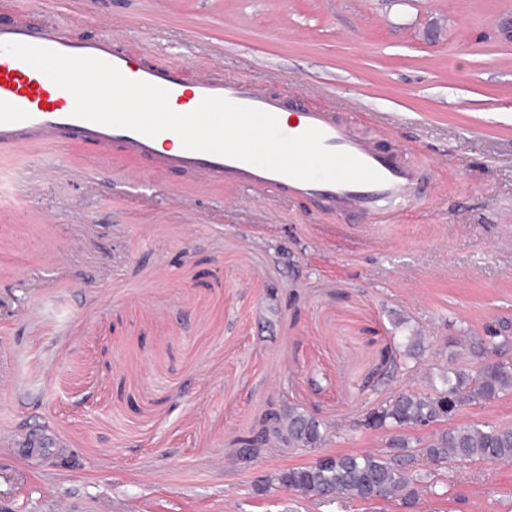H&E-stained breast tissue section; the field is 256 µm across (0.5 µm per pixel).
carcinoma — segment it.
Segmentation results:
<instances>
[{"mask_svg":"<svg viewBox=\"0 0 512 512\" xmlns=\"http://www.w3.org/2000/svg\"><path fill=\"white\" fill-rule=\"evenodd\" d=\"M468 350L484 355L497 353L512 343V320L503 318L484 336L465 337ZM424 337L418 331L399 338L398 352L420 363ZM440 384L426 391L407 390L368 409L357 425L390 434V453H334L331 462L293 467L267 478L270 484L297 491L315 500L340 502L397 500L414 506L420 496L421 473L400 463L424 457L434 464L480 461L512 462V425L468 424L438 431L426 438L410 439L400 429L422 430L453 419L464 407L487 403L512 393V363L487 362L472 372L467 369L439 372ZM270 432L294 448H317L326 440V425L314 414L290 408L275 413Z\"/></svg>","mask_w":512,"mask_h":512,"instance_id":"carcinoma-1","label":"carcinoma"}]
</instances>
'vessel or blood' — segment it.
I'll return each mask as SVG.
<instances>
[{"label":"vessel or blood","instance_id":"obj_1","mask_svg":"<svg viewBox=\"0 0 512 512\" xmlns=\"http://www.w3.org/2000/svg\"><path fill=\"white\" fill-rule=\"evenodd\" d=\"M0 42H22L69 55L95 56L115 65L127 78L145 80L169 91L176 112L195 109L207 96L276 115L281 132L289 137L316 127L326 134V146L349 152L372 166L384 178L380 184L304 182L240 160L183 147L166 149L163 141L172 132L150 138L138 132L99 125L72 117V95L46 75L13 56L0 53V149H21L36 140L61 136L92 143L102 152L119 150L146 159L151 174L183 172L201 185L223 182L245 193H273L288 201L317 199L333 213L377 214L382 206L400 212L426 190V174L411 164L403 151H381L373 138L362 135L349 119L335 113L302 108L289 112L278 98L265 96L249 84L205 76L186 82L175 67H146L114 43L111 34L90 40L73 37L70 30L55 26L31 28L23 24L0 25Z\"/></svg>","mask_w":512,"mask_h":512}]
</instances>
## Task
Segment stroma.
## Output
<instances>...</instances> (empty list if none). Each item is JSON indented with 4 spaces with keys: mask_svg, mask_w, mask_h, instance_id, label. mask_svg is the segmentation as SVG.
Masks as SVG:
<instances>
[{
    "mask_svg": "<svg viewBox=\"0 0 512 512\" xmlns=\"http://www.w3.org/2000/svg\"><path fill=\"white\" fill-rule=\"evenodd\" d=\"M512 0H0V23L102 34L186 78L224 77L348 113L383 150L431 162L400 215L202 192L188 174L127 187L147 162L79 140L0 150V512H405L321 503L266 477L382 452L370 407L477 369L465 336L512 318ZM77 240L74 252L57 243ZM25 269V281L9 276ZM421 332L420 364L369 386ZM330 427L315 449L241 441L269 408ZM454 425L512 424V394ZM414 512H512V463L431 468Z\"/></svg>",
    "mask_w": 512,
    "mask_h": 512,
    "instance_id": "obj_1",
    "label": "stroma"
}]
</instances>
